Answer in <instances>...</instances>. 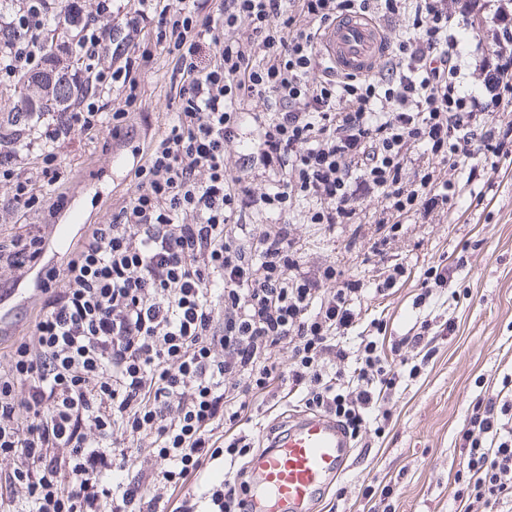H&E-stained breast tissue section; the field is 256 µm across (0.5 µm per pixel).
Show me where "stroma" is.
I'll return each mask as SVG.
<instances>
[{"label": "stroma", "instance_id": "35a3bbf8", "mask_svg": "<svg viewBox=\"0 0 512 512\" xmlns=\"http://www.w3.org/2000/svg\"><path fill=\"white\" fill-rule=\"evenodd\" d=\"M169 59L158 54L133 108L138 134L152 133L176 110L168 94ZM130 143L108 133L73 134L61 160L78 176L67 189V205L79 208L88 224H105L112 201L131 192L123 174L113 173V153L131 154ZM491 176L467 168L446 171L459 189L446 214L410 218L383 257L371 245L376 225L307 224L290 214L288 231L309 267L335 265L343 278L359 281L361 323L380 327L379 343L401 381L385 402L391 415L382 433L368 431L355 441L346 472L331 486L319 512H365L360 487H391L385 512H460L454 476L460 456L457 434L471 403L487 388L512 378V158L498 159ZM448 270V284L421 300L430 267ZM404 275L388 294L377 291L389 269ZM426 322L431 353L422 366L401 360L391 346Z\"/></svg>", "mask_w": 512, "mask_h": 512}]
</instances>
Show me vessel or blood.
<instances>
[{
  "mask_svg": "<svg viewBox=\"0 0 512 512\" xmlns=\"http://www.w3.org/2000/svg\"><path fill=\"white\" fill-rule=\"evenodd\" d=\"M382 38L374 23L351 17L325 30L321 55L342 72L363 74L380 58ZM350 455L349 440L335 420L307 413L294 417L253 465V512H308L345 472Z\"/></svg>",
  "mask_w": 512,
  "mask_h": 512,
  "instance_id": "b4317fda",
  "label": "vessel or blood"
}]
</instances>
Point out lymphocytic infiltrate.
<instances>
[{
	"label": "lymphocytic infiltrate",
	"mask_w": 512,
	"mask_h": 512,
	"mask_svg": "<svg viewBox=\"0 0 512 512\" xmlns=\"http://www.w3.org/2000/svg\"><path fill=\"white\" fill-rule=\"evenodd\" d=\"M80 15L60 45L75 57L73 80L90 85L73 111L32 113L25 134L0 140L8 207L61 209L37 184L74 173L60 151L74 133H132L112 93L136 104L157 52L171 58L176 119L150 141L133 169L135 190L91 224L64 268L42 270L41 227L0 233V271L24 281L38 270L42 303L29 334L0 346V507L5 512H193L189 487L229 458L211 492L216 512H245L252 448L237 433L256 403L282 385L300 390L312 413L336 418L350 438L396 389L376 337L349 352L358 322V281L335 266L306 268L288 233L298 198L316 199L310 224H352L364 201L381 200L377 222L447 210L455 184L512 152L494 122L512 112V0H219L214 14L164 0H14L0 41V85L47 63L50 19ZM122 15L111 37L102 23ZM406 17L386 72L344 73L323 61L319 40L337 20ZM490 20L493 42L478 61L477 89L461 80L466 34ZM152 39H138L142 22ZM246 140L228 174V144ZM429 162L402 178L412 149ZM36 157L31 176L18 173ZM267 184L255 192V176ZM277 215L258 241L233 234L244 209ZM288 350V366L277 354ZM151 440L159 468L135 467V444ZM457 500L512 512V399L477 396L459 432ZM24 498H16L17 490Z\"/></svg>",
	"instance_id": "1"
}]
</instances>
